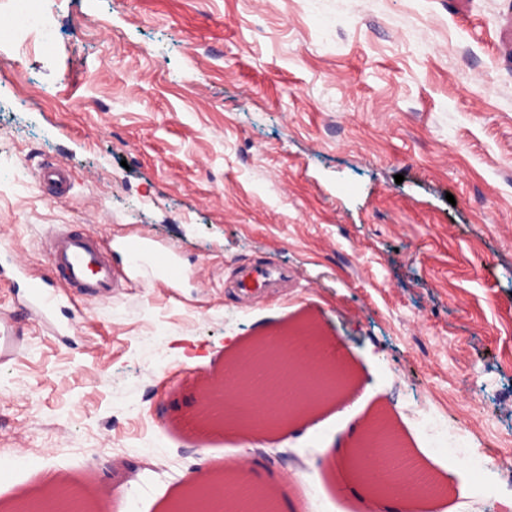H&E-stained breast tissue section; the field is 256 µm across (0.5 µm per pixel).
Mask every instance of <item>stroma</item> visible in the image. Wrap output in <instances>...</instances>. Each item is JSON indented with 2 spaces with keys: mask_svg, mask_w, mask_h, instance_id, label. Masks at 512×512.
Here are the masks:
<instances>
[{
  "mask_svg": "<svg viewBox=\"0 0 512 512\" xmlns=\"http://www.w3.org/2000/svg\"><path fill=\"white\" fill-rule=\"evenodd\" d=\"M54 39L14 50L0 0V250L54 277L56 224L101 243L136 230L191 271L177 292L129 283L76 298L69 340L0 279L29 349L0 366V505L49 484L106 512H168L200 470L293 472L309 512H366L330 469L386 412L448 492L402 512H491L512 465L448 460L413 417L471 448L512 445V0H49ZM483 77L476 91L470 79ZM71 170L67 200L35 168ZM403 182H396V175ZM269 257L287 287L231 283ZM312 316L354 383L260 443L197 421L200 374L241 343Z\"/></svg>",
  "mask_w": 512,
  "mask_h": 512,
  "instance_id": "stroma-1",
  "label": "stroma"
}]
</instances>
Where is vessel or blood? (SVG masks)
<instances>
[{
	"label": "vessel or blood",
	"instance_id": "vessel-or-blood-1",
	"mask_svg": "<svg viewBox=\"0 0 512 512\" xmlns=\"http://www.w3.org/2000/svg\"><path fill=\"white\" fill-rule=\"evenodd\" d=\"M36 176L42 189L57 197H68L72 189L69 171L59 165L37 167ZM122 249L131 257L130 272L113 268L99 241L90 235L72 232L57 233L47 255L51 267L60 269L69 288L81 298L103 301L115 289L128 282L130 274H137L138 284L144 288H174L185 277L179 259L167 245L153 239L131 234L122 242ZM17 278L24 283L21 297L23 307L55 334H63L68 326L59 319L56 309L64 295L54 288L50 280L25 267H17ZM288 272L272 261L262 260L244 269L235 281L243 291L259 290L287 279ZM25 339L15 330L10 316H0V364L15 360L22 351Z\"/></svg>",
	"mask_w": 512,
	"mask_h": 512
}]
</instances>
